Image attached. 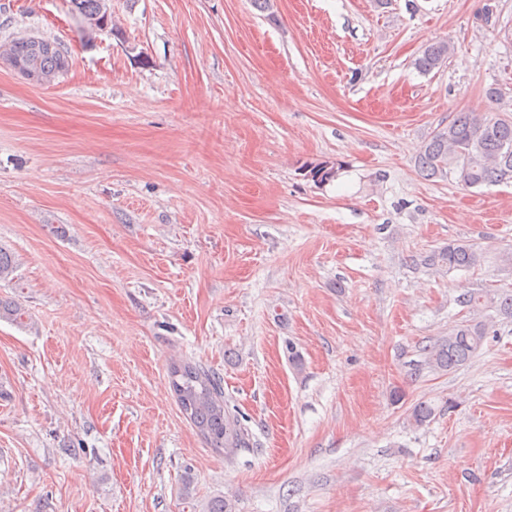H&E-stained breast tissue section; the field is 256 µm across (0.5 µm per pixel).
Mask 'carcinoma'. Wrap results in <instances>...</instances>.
I'll return each instance as SVG.
<instances>
[{
    "label": "carcinoma",
    "instance_id": "1",
    "mask_svg": "<svg viewBox=\"0 0 512 512\" xmlns=\"http://www.w3.org/2000/svg\"><path fill=\"white\" fill-rule=\"evenodd\" d=\"M110 0H70L71 14L87 21L77 31L85 43L95 38L97 30L112 23ZM22 55L25 67L38 73L43 83L51 84L68 59L41 48L31 47L28 39L0 44V57ZM452 54L446 40L424 47L414 60V68L429 74L444 66ZM421 174L429 179H448L456 175L458 184L476 188L512 179V113L491 117L480 112H460L448 125L434 131L418 155ZM431 265L448 270H470L481 265L483 253L467 241L450 243L428 257ZM466 313L493 309L512 318V293L480 289L458 299ZM487 332L485 325L470 318L456 323L448 336L422 348L426 365L436 371H450L468 363L481 349ZM170 386L186 419L196 428L207 445L227 457L248 447L249 433L224 400V386L214 372L191 362L174 364L169 370ZM436 408L425 401L415 404L410 417L417 425L428 422Z\"/></svg>",
    "mask_w": 512,
    "mask_h": 512
}]
</instances>
